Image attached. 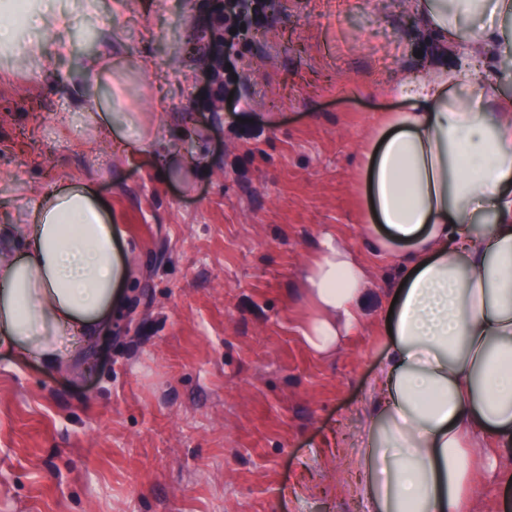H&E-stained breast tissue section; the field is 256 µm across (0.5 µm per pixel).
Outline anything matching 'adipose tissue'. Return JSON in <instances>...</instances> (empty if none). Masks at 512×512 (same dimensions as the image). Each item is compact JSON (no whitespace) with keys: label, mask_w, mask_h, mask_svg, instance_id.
Returning a JSON list of instances; mask_svg holds the SVG:
<instances>
[{"label":"adipose tissue","mask_w":512,"mask_h":512,"mask_svg":"<svg viewBox=\"0 0 512 512\" xmlns=\"http://www.w3.org/2000/svg\"><path fill=\"white\" fill-rule=\"evenodd\" d=\"M430 45L402 73L388 113L363 145L366 231L402 256L388 344L361 400L356 431L364 512H463L480 466L475 449L512 447V0H405ZM14 4L0 5V46L54 71L69 46L20 44ZM95 154L157 149L128 137L110 105L89 101ZM0 352L73 371L125 301L130 266L110 205L91 182L59 180L20 223L1 224ZM368 270L322 234L302 273L312 313L300 333L328 359L363 318Z\"/></svg>","instance_id":"ef3b65f1"}]
</instances>
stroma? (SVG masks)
<instances>
[{
    "label": "stroma",
    "mask_w": 512,
    "mask_h": 512,
    "mask_svg": "<svg viewBox=\"0 0 512 512\" xmlns=\"http://www.w3.org/2000/svg\"><path fill=\"white\" fill-rule=\"evenodd\" d=\"M72 19L55 72L0 63V224L18 223L50 177L89 179L111 205L132 287L75 375L0 355V512H363L353 491L359 404L384 356L385 301L400 262L375 252L359 204L360 153L398 75L417 66L418 22L395 0H268L234 41L224 82L237 109L209 112L200 51L214 0ZM113 33L155 67L121 83L116 112H151L172 157L211 167L162 175L149 151L101 163L70 87L86 84L82 34ZM70 115L59 125L54 115ZM196 123L205 141L180 135ZM332 233L369 269L364 318L336 358L298 328L313 244ZM512 454L477 476L464 512H504Z\"/></svg>",
    "instance_id": "35a3bbf8"
}]
</instances>
